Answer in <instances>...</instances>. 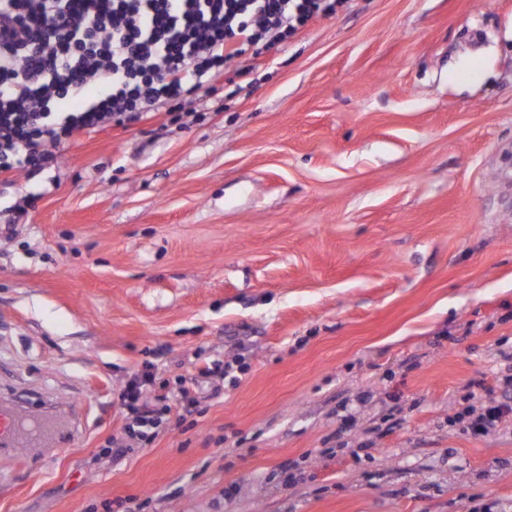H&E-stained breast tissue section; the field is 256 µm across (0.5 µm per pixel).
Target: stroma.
I'll return each instance as SVG.
<instances>
[{"instance_id": "stroma-1", "label": "stroma", "mask_w": 512, "mask_h": 512, "mask_svg": "<svg viewBox=\"0 0 512 512\" xmlns=\"http://www.w3.org/2000/svg\"><path fill=\"white\" fill-rule=\"evenodd\" d=\"M213 86L0 181V408H60L0 512H512V415L471 429L512 395V0H339Z\"/></svg>"}]
</instances>
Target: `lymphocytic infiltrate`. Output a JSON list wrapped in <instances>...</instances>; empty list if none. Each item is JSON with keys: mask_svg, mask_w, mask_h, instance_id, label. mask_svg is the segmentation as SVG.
<instances>
[{"mask_svg": "<svg viewBox=\"0 0 512 512\" xmlns=\"http://www.w3.org/2000/svg\"><path fill=\"white\" fill-rule=\"evenodd\" d=\"M332 0H0V175L70 138L198 94L244 48L281 46ZM71 108L67 120L52 117Z\"/></svg>", "mask_w": 512, "mask_h": 512, "instance_id": "obj_1", "label": "lymphocytic infiltrate"}]
</instances>
